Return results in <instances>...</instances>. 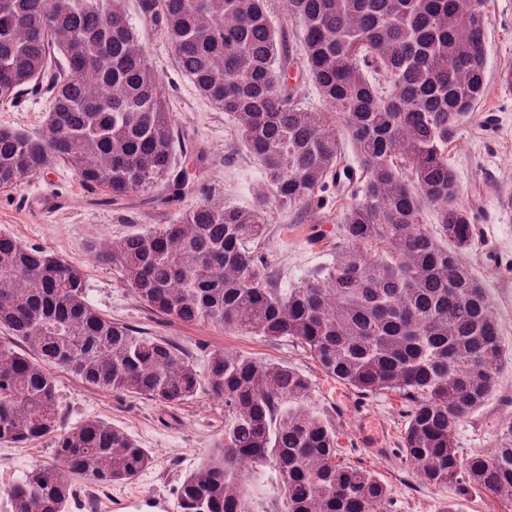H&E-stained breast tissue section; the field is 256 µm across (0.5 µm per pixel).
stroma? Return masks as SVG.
Here are the masks:
<instances>
[{
    "instance_id": "obj_1",
    "label": "stroma",
    "mask_w": 512,
    "mask_h": 512,
    "mask_svg": "<svg viewBox=\"0 0 512 512\" xmlns=\"http://www.w3.org/2000/svg\"><path fill=\"white\" fill-rule=\"evenodd\" d=\"M138 0L127 6L157 72L182 139L193 142L206 157L201 191L167 205L144 197L112 201L98 188L84 186L66 167L50 165L44 175L20 188L0 189V232L80 265L86 275L90 304L113 321L146 335L172 341L196 365L211 350L222 348L261 362L285 363L308 377L307 404L323 414L340 434L341 458L379 476L390 490L389 512H441L454 502L458 512H508L488 493L453 484L437 488L413 474L398 453L405 418L401 398L392 392L364 396L323 374L318 364L290 338L269 340L245 331L187 325L155 314L123 286L118 272L97 257L94 247L108 244L153 224L173 222L194 205L200 194L250 207L252 188L261 166L241 145L231 121L215 109L183 76L158 27L142 23ZM487 88L476 112L448 145V163L456 173L459 203L476 218L475 236L465 262L482 281L498 317L501 337L512 350V88L499 79L512 67V0H485ZM50 96L27 92L0 101V125L42 133ZM62 201L50 212L34 209L40 197ZM342 205L329 200L318 214L271 209L264 236L254 244L281 287L299 282L331 261L336 250V217ZM61 422L72 426L101 417L123 428L152 456V465L136 481L108 489L81 486L68 512H146L145 502L175 503L183 477L207 455L224 432V406L207 393L188 403L162 407L129 395L102 391L54 369ZM512 424V365L502 371L487 402L456 430L459 448L493 454L498 438ZM54 460L51 438L23 448L0 444V512H7L1 490L15 474L35 461Z\"/></svg>"
}]
</instances>
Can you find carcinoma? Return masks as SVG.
Instances as JSON below:
<instances>
[{
	"label": "carcinoma",
	"mask_w": 512,
	"mask_h": 512,
	"mask_svg": "<svg viewBox=\"0 0 512 512\" xmlns=\"http://www.w3.org/2000/svg\"><path fill=\"white\" fill-rule=\"evenodd\" d=\"M127 0H0V100L46 88L45 131L0 127V189L53 160L114 200L193 193L203 154L178 130ZM270 0H139L181 72L234 123L260 162L253 203L204 196L171 224L97 246L121 282L184 324L300 343L322 372L364 395L407 402L398 451L423 482L464 481L512 503V425L492 456L463 454L458 424L509 363L486 289L462 259L474 238L458 205L448 143L486 88L477 0H288L296 52L323 109L299 106L279 76L293 53ZM359 168L342 157L340 133ZM345 189L336 256L280 288L249 243L264 216L316 211ZM0 443L53 436L56 461L12 481L9 512H67L77 484L132 482L151 465L125 430L94 417L61 424L52 367L95 388L163 406L201 391L224 403V436L187 473L179 512H249L247 486L271 463L281 512H388L387 484L343 464L336 427L306 403L310 381L224 349L198 370L173 342L112 321L87 299L83 269L0 233Z\"/></svg>",
	"instance_id": "carcinoma-1"
}]
</instances>
